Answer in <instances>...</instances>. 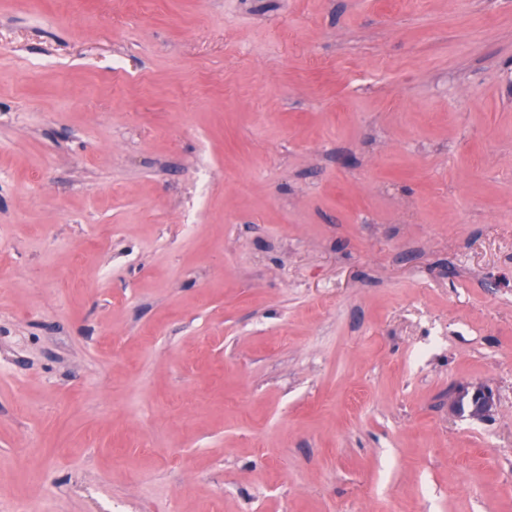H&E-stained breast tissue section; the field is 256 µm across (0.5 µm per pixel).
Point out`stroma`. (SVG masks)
<instances>
[{
  "label": "stroma",
  "instance_id": "obj_1",
  "mask_svg": "<svg viewBox=\"0 0 512 512\" xmlns=\"http://www.w3.org/2000/svg\"><path fill=\"white\" fill-rule=\"evenodd\" d=\"M27 503L512 512V0H0ZM495 406L494 395L490 390L475 388L472 392L463 391L453 402L451 409L454 413L476 419H483L490 416Z\"/></svg>",
  "mask_w": 512,
  "mask_h": 512
}]
</instances>
